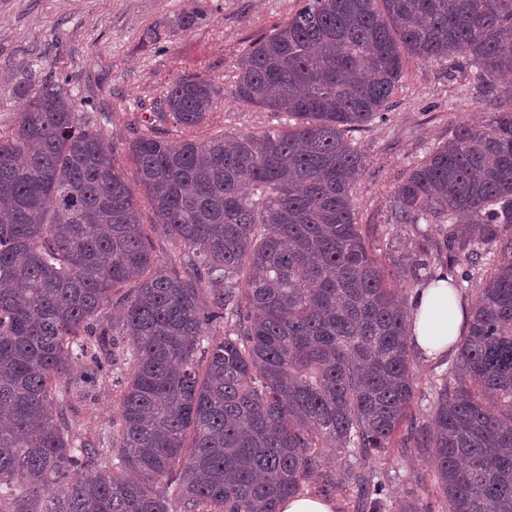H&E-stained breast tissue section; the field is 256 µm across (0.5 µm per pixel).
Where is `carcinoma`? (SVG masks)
<instances>
[{
	"label": "carcinoma",
	"mask_w": 512,
	"mask_h": 512,
	"mask_svg": "<svg viewBox=\"0 0 512 512\" xmlns=\"http://www.w3.org/2000/svg\"><path fill=\"white\" fill-rule=\"evenodd\" d=\"M452 55L494 93L512 74V0H302L238 63V103L284 129L174 143L212 85L179 79L122 175L61 78L19 82L0 129V512H277L327 452L430 448L443 512H512V100L463 124L394 188L391 221L438 224L402 256L428 285L484 268L426 425L405 301L352 204L347 137L383 116L410 59ZM147 204L152 224L142 220ZM175 245L162 260L146 227ZM119 416L74 432L70 399L110 369ZM86 359L89 375L74 376ZM387 512L381 481L336 463Z\"/></svg>",
	"instance_id": "obj_1"
}]
</instances>
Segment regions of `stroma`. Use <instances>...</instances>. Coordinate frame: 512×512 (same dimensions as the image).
Returning a JSON list of instances; mask_svg holds the SVG:
<instances>
[{"instance_id": "stroma-1", "label": "stroma", "mask_w": 512, "mask_h": 512, "mask_svg": "<svg viewBox=\"0 0 512 512\" xmlns=\"http://www.w3.org/2000/svg\"><path fill=\"white\" fill-rule=\"evenodd\" d=\"M206 5L207 15L184 27L181 19ZM301 0H0V128L13 126L23 100L20 74L68 78L75 98L100 113L106 142L121 145L133 128L146 125L157 100L173 81L200 79L212 84L216 103L195 128L170 126L174 141L222 134L260 133L278 127L266 110L234 98L236 65L250 45L300 8ZM492 103L475 87L461 58L445 63L410 61L383 119L351 131L366 168L353 191L356 219L385 262L398 250L413 249L419 233L438 237L437 225L422 232L390 221V199L409 170L452 139L459 125L475 124ZM420 373L411 408L416 424L432 410L434 383L447 359L413 353ZM120 386L105 372L88 393L72 400L68 417L92 437L111 425ZM359 471L376 474L385 485L389 512L415 500L442 512L427 448L388 449L362 461Z\"/></svg>"}]
</instances>
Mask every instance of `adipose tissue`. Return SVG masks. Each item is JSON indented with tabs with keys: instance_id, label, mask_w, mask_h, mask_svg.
I'll use <instances>...</instances> for the list:
<instances>
[{
	"instance_id": "ef3b65f1",
	"label": "adipose tissue",
	"mask_w": 512,
	"mask_h": 512,
	"mask_svg": "<svg viewBox=\"0 0 512 512\" xmlns=\"http://www.w3.org/2000/svg\"><path fill=\"white\" fill-rule=\"evenodd\" d=\"M469 311L456 289L439 281L417 289L409 309V338L416 350L432 360L454 352Z\"/></svg>"
}]
</instances>
